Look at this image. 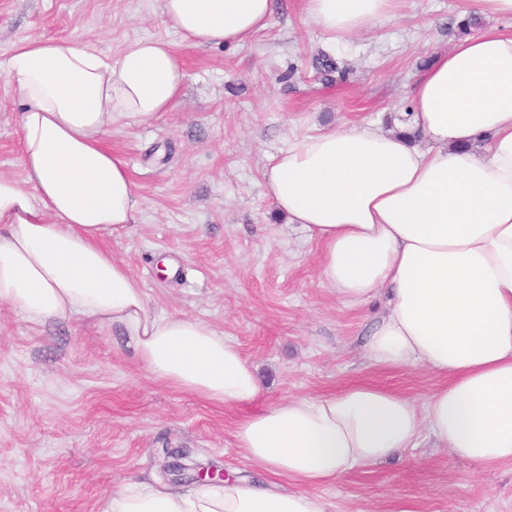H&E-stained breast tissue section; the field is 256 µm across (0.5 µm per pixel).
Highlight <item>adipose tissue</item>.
<instances>
[{"mask_svg":"<svg viewBox=\"0 0 512 512\" xmlns=\"http://www.w3.org/2000/svg\"><path fill=\"white\" fill-rule=\"evenodd\" d=\"M326 40L396 19L401 0H300ZM273 0H162L195 47L240 45ZM22 102L21 179L0 176V303L35 326L109 330L151 376L239 409L254 468L295 485L224 480L126 484L103 512H325L316 488L383 463L429 433L479 470L512 464V31L464 37L417 75L398 131L332 128L294 138L263 171L265 197L319 251L328 288L362 305L387 294L366 348L387 368L441 380L424 402L373 385L255 409L261 385L211 325L154 313L106 246L135 223L138 186L112 133L178 104L185 64L161 39L117 54L81 38H31L5 65Z\"/></svg>","mask_w":512,"mask_h":512,"instance_id":"ef3b65f1","label":"adipose tissue"}]
</instances>
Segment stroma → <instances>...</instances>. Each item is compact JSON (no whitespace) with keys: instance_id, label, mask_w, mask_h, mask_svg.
Here are the masks:
<instances>
[{"instance_id":"stroma-1","label":"stroma","mask_w":512,"mask_h":512,"mask_svg":"<svg viewBox=\"0 0 512 512\" xmlns=\"http://www.w3.org/2000/svg\"><path fill=\"white\" fill-rule=\"evenodd\" d=\"M234 47L187 46L162 0H0V64L22 40L78 35L118 53L170 42L186 64L179 104L113 134L139 186L136 224L106 245L160 314L203 320L255 368L259 407L354 383L424 402L433 373L385 369L364 344L382 302L347 306L316 249L263 195L262 172L293 137L347 125L392 129L417 72L459 37L465 0H404L395 20L325 41L297 0ZM337 64L331 77L320 54ZM20 101L0 74V175L21 178ZM238 410L151 378L105 329L34 327L0 305V512H100L128 482L158 474L163 451L248 476ZM326 512H512V465L480 471L421 438L390 461L317 488Z\"/></svg>"}]
</instances>
